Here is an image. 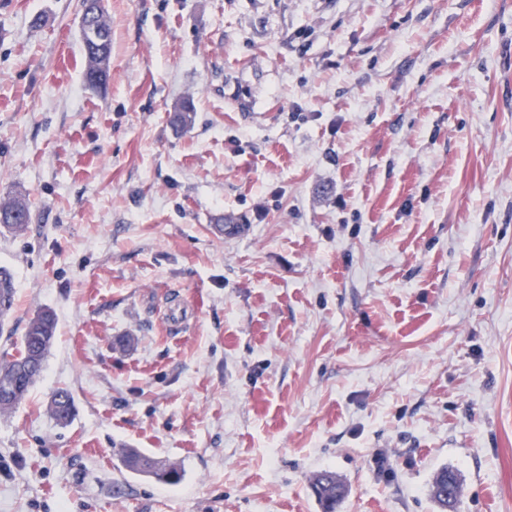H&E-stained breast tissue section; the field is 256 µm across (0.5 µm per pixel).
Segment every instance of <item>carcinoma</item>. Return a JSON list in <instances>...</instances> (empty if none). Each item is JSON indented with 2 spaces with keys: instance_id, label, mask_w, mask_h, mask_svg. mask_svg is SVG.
<instances>
[{
  "instance_id": "obj_1",
  "label": "carcinoma",
  "mask_w": 512,
  "mask_h": 512,
  "mask_svg": "<svg viewBox=\"0 0 512 512\" xmlns=\"http://www.w3.org/2000/svg\"><path fill=\"white\" fill-rule=\"evenodd\" d=\"M84 11L91 14L90 22L80 23L79 41L84 58L82 80L91 89L104 88L110 78V56L112 30L107 20L104 0H83ZM195 121V112L190 102H185L171 115V123L180 128H188ZM32 221V212L26 195L20 194L0 202V225L9 231L22 235ZM14 280L5 269L0 270V316H5L11 307L14 294ZM57 328V318L53 311L44 309L33 317L21 340L18 355L0 363V386L8 381L9 397L0 399V412L15 408L29 393L41 375L45 359L52 347ZM54 396L65 398L60 403L51 400L49 411L59 423H68L74 415V399L70 392L58 390ZM124 466L131 472L146 475L157 481L175 485L182 478L181 471L169 466H158L155 459L137 449H128L123 456ZM311 489L321 508V512H336L347 495L346 486L333 471H322L311 481ZM460 489L458 473L446 466L440 468L431 481L429 495L439 512H455Z\"/></svg>"
}]
</instances>
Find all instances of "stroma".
Returning <instances> with one entry per match:
<instances>
[{
	"instance_id": "obj_1",
	"label": "stroma",
	"mask_w": 512,
	"mask_h": 512,
	"mask_svg": "<svg viewBox=\"0 0 512 512\" xmlns=\"http://www.w3.org/2000/svg\"><path fill=\"white\" fill-rule=\"evenodd\" d=\"M105 4L92 91L81 0H0V201L33 215L0 360L57 316L0 512H320L321 470L338 512H438L446 465L458 512H512V0ZM104 0H83V11L91 14L89 26L80 23L79 41L84 58L82 80L91 89L104 88L110 78L112 30ZM94 38L100 39L97 44ZM61 396L65 398L64 403H59L55 397ZM49 411L51 416L59 423H68L74 415V399L67 390H58L52 396ZM124 466L131 472L153 477L158 482L175 485L182 478L181 471L174 466L162 468L155 459L137 449H128L123 456ZM452 488L453 495L448 492ZM460 479L458 473L449 469L448 466L440 468L431 481L429 495L435 503L439 512H454L456 510L459 492ZM311 489L322 512H335L347 495L346 486L333 471H322L311 481Z\"/></svg>"
}]
</instances>
